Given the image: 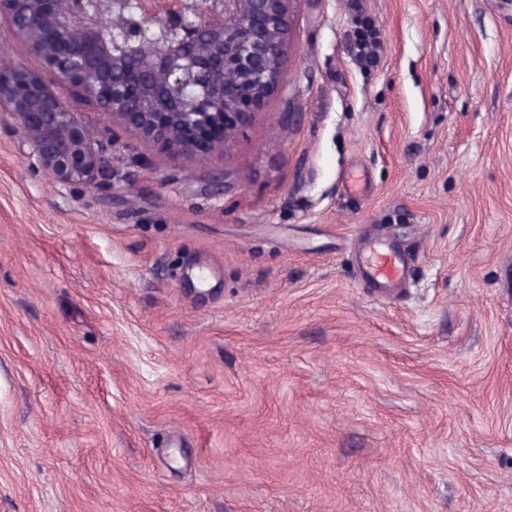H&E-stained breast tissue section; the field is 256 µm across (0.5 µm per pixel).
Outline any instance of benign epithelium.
<instances>
[{
  "label": "benign epithelium",
  "mask_w": 512,
  "mask_h": 512,
  "mask_svg": "<svg viewBox=\"0 0 512 512\" xmlns=\"http://www.w3.org/2000/svg\"><path fill=\"white\" fill-rule=\"evenodd\" d=\"M294 2L0 0V18L58 82L95 100L143 144L207 159L225 155L278 89ZM0 112L14 117L31 169L65 186L112 182L107 147L40 76L1 67Z\"/></svg>",
  "instance_id": "obj_1"
}]
</instances>
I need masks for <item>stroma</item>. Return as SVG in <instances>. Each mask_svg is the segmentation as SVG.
I'll return each mask as SVG.
<instances>
[{
    "mask_svg": "<svg viewBox=\"0 0 512 512\" xmlns=\"http://www.w3.org/2000/svg\"><path fill=\"white\" fill-rule=\"evenodd\" d=\"M292 29L198 160L0 24L121 189L32 171L0 112V512H512V0H295ZM370 235L406 288L364 280ZM376 30H357L355 35V45L357 47L356 59L359 64L364 66H374L382 54L381 41L377 39Z\"/></svg>",
    "mask_w": 512,
    "mask_h": 512,
    "instance_id": "35a3bbf8",
    "label": "stroma"
}]
</instances>
